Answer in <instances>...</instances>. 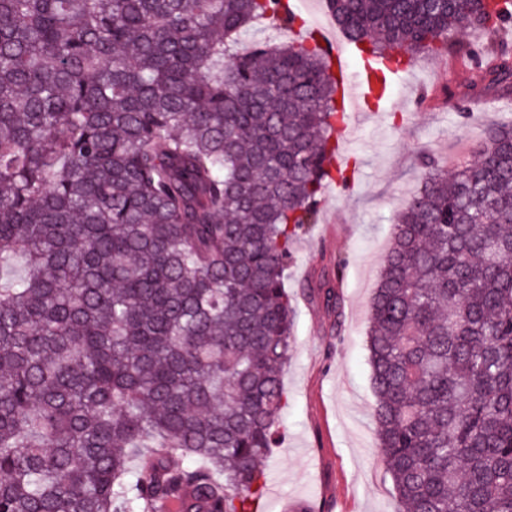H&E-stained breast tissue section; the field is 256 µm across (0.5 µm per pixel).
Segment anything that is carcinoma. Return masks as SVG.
Listing matches in <instances>:
<instances>
[{"instance_id": "1", "label": "carcinoma", "mask_w": 512, "mask_h": 512, "mask_svg": "<svg viewBox=\"0 0 512 512\" xmlns=\"http://www.w3.org/2000/svg\"><path fill=\"white\" fill-rule=\"evenodd\" d=\"M280 0H0V512H250L288 405L290 243L345 122ZM502 0H328L366 52L448 55ZM474 83L512 56L468 42ZM371 302L398 512H512V122L423 155ZM339 310L329 278L316 288ZM149 448L147 455L135 452ZM189 464L175 467L170 453ZM297 38L291 30L276 28L262 21L252 26L249 36L242 41V46L248 48L255 44L280 45L291 40L296 41Z\"/></svg>"}]
</instances>
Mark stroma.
<instances>
[{"label": "stroma", "instance_id": "obj_1", "mask_svg": "<svg viewBox=\"0 0 512 512\" xmlns=\"http://www.w3.org/2000/svg\"><path fill=\"white\" fill-rule=\"evenodd\" d=\"M470 75V67L452 72L447 60L414 55L389 95L359 113L353 143L339 150L355 169L353 182L323 183L316 223L291 245L285 287L297 316L281 377L284 434L263 470L279 483L267 512L299 505L320 512L328 501L337 512L398 510L370 421L371 297L397 216L422 180L421 154L458 165L471 158L485 126L512 115V95L472 91ZM462 103L469 118L459 114ZM339 260L344 312L336 330L301 293L307 279Z\"/></svg>", "mask_w": 512, "mask_h": 512}]
</instances>
